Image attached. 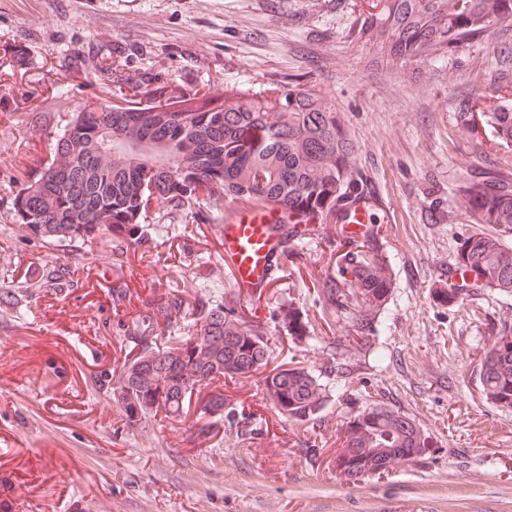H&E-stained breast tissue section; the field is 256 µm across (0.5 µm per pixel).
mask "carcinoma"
<instances>
[{"instance_id":"obj_1","label":"carcinoma","mask_w":512,"mask_h":512,"mask_svg":"<svg viewBox=\"0 0 512 512\" xmlns=\"http://www.w3.org/2000/svg\"><path fill=\"white\" fill-rule=\"evenodd\" d=\"M370 17L384 55L393 62L428 57L495 24L512 21V0H381ZM134 104L83 107L53 140V159L14 197V216L29 234L49 242H80L102 233L116 247L140 245L146 202L189 209L206 196L222 207L236 200L277 207L288 223L336 224L347 251L319 284L324 306L355 333L358 353L374 361L386 353L371 340L392 294L378 216L377 194L354 166L355 147L327 103L296 87L266 97L231 98L211 107L189 97L169 109L150 99L161 95L143 79L131 86ZM499 141L512 142V102L484 117ZM479 224L512 232V171L497 170L460 189ZM359 211L369 226L349 231ZM450 270L454 297L490 288L512 294V243L475 234L463 239ZM39 287L67 294L74 287L65 264L47 268ZM143 329L127 337L137 353L125 358L110 387L126 425L163 411L182 413L194 390L229 377H251L267 366L265 331L223 305L186 301L179 290L145 304ZM293 345L311 338L307 318L293 305L281 309ZM163 344H158V341ZM485 400L512 409V330L494 337L476 367ZM266 399L286 418L306 420L325 401L319 376L301 366L276 367L262 377ZM428 438L409 417L376 405L346 423L336 465L349 479L383 474L397 459L413 461Z\"/></svg>"}]
</instances>
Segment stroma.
<instances>
[{
	"label": "stroma",
	"instance_id": "obj_1",
	"mask_svg": "<svg viewBox=\"0 0 512 512\" xmlns=\"http://www.w3.org/2000/svg\"><path fill=\"white\" fill-rule=\"evenodd\" d=\"M377 0H0V512H512V411L489 404L474 369L512 330V296L442 301L458 242L475 223L458 185L512 168V145L482 114L512 100V22L477 41L404 64L377 61L361 31ZM132 44L134 54H116ZM223 103L233 92L294 86L332 105L355 164L378 193L394 271L373 341L377 363L335 339L349 328L314 287L333 272L334 225L295 243L262 294L239 295L222 257L223 210L148 209L150 247L117 251L109 236L60 246L29 235L12 200L52 160L53 133L80 107L121 106L108 73ZM68 262L76 283L39 288L43 266ZM126 288L122 306L113 287ZM183 290L260 325L270 366L296 359L321 374L327 401L310 421L281 417L259 376L226 380L224 410L207 393L180 419L125 426L100 376L119 368L125 332L149 294ZM312 326L305 351L280 309ZM383 403L429 437L425 459L349 480L336 466L346 422ZM211 427L200 433L199 420Z\"/></svg>",
	"mask_w": 512,
	"mask_h": 512
}]
</instances>
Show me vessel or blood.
<instances>
[{"instance_id": "vessel-or-blood-1", "label": "vessel or blood", "mask_w": 512, "mask_h": 512, "mask_svg": "<svg viewBox=\"0 0 512 512\" xmlns=\"http://www.w3.org/2000/svg\"><path fill=\"white\" fill-rule=\"evenodd\" d=\"M224 264L244 296L261 294L288 256V227L279 211L264 207H224Z\"/></svg>"}]
</instances>
